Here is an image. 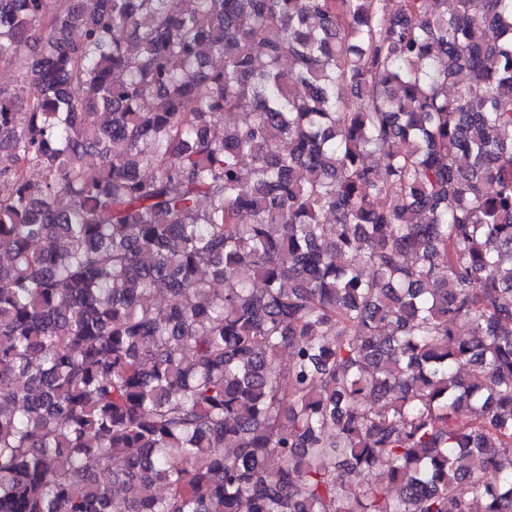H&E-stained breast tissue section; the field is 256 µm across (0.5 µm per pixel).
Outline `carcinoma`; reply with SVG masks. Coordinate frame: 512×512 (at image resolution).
I'll list each match as a JSON object with an SVG mask.
<instances>
[{"instance_id":"1","label":"carcinoma","mask_w":512,"mask_h":512,"mask_svg":"<svg viewBox=\"0 0 512 512\" xmlns=\"http://www.w3.org/2000/svg\"><path fill=\"white\" fill-rule=\"evenodd\" d=\"M427 2L0 0V512H512V0Z\"/></svg>"}]
</instances>
